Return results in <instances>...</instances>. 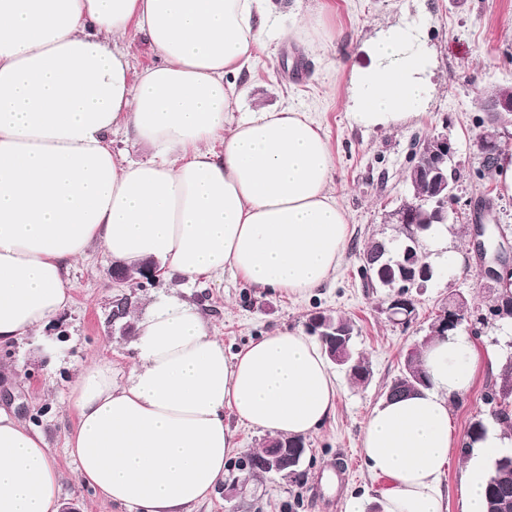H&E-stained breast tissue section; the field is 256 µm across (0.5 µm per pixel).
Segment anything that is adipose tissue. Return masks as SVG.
I'll return each mask as SVG.
<instances>
[{
  "instance_id": "adipose-tissue-1",
  "label": "adipose tissue",
  "mask_w": 512,
  "mask_h": 512,
  "mask_svg": "<svg viewBox=\"0 0 512 512\" xmlns=\"http://www.w3.org/2000/svg\"><path fill=\"white\" fill-rule=\"evenodd\" d=\"M271 0H0V345L36 335L73 300L71 264L100 246L127 270L192 282L224 270L302 295L339 266L348 214L329 192L333 154L305 113L235 115L231 76L260 45ZM145 35L157 64L131 75L123 42ZM347 108L363 126L416 116L428 58L409 26L368 48ZM152 159L129 164L113 131ZM221 142L215 151L213 142ZM129 370L91 362L68 403L79 481L127 512H189L223 483L237 450L232 411L272 436L305 437L336 411L325 353L280 331L226 356L200 308L175 296L137 324ZM498 351L459 329L422 350L429 385L372 410L365 466L382 486L346 512H448L456 448L451 404ZM512 447L489 427L458 487L460 512H485L483 466ZM60 473L44 437L0 411V512H59Z\"/></svg>"
}]
</instances>
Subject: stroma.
Wrapping results in <instances>:
<instances>
[{
	"label": "stroma",
	"mask_w": 512,
	"mask_h": 512,
	"mask_svg": "<svg viewBox=\"0 0 512 512\" xmlns=\"http://www.w3.org/2000/svg\"><path fill=\"white\" fill-rule=\"evenodd\" d=\"M415 26L431 58V88L421 117L394 128L353 123L345 107L352 66H367L363 46L384 29ZM286 29L296 39H282ZM240 96L234 112L292 109L307 113L326 134L334 157L331 189L350 217V236L336 273L302 296L252 287L225 273L186 282L178 277L136 284L112 281L113 261L101 248L74 262L68 277L74 301L39 335L0 346V410L40 431L60 473L61 503L76 512H103L99 497L77 479L66 447L76 425L69 407L70 384L80 367L105 359L129 368L138 319L160 297L178 295L204 313L210 333L233 355L250 341L278 330L305 331L308 319L332 313L351 320L354 348L367 362L362 383L331 364L338 384L336 412L307 436L305 487L273 475L250 480L236 498L215 489L191 512H344L349 496L374 498L379 484L365 470L360 435L370 412L385 398L406 353L429 332L440 310L465 299L473 315L487 314L494 294L477 275L471 229L483 204L488 223L504 228L512 242V196L498 191L483 170L472 139L487 117L485 99L512 87V0H281L265 23L261 46L233 79ZM450 135L461 178L457 214L447 240L429 257L436 269L426 288L414 292L415 315L406 324L390 319L387 289L369 288L359 270L360 255L376 239L399 233L395 212L412 195L405 180L413 134ZM128 297L127 315L111 320L116 296ZM500 372L480 369L469 392L454 404L451 432L463 439L474 417H489L483 396Z\"/></svg>",
	"instance_id": "obj_1"
}]
</instances>
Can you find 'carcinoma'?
<instances>
[{
  "instance_id": "carcinoma-1",
  "label": "carcinoma",
  "mask_w": 512,
  "mask_h": 512,
  "mask_svg": "<svg viewBox=\"0 0 512 512\" xmlns=\"http://www.w3.org/2000/svg\"><path fill=\"white\" fill-rule=\"evenodd\" d=\"M453 219L446 208L438 207L427 201L416 212L408 227L401 229L400 236L394 241L377 239L363 249V256L379 255L375 266L368 270L371 284L389 288L400 276L413 278L434 267L427 261L423 252L425 240L434 227L448 225ZM323 327L318 329V339L323 348H328L331 337H336V347L346 348L350 354L349 376L357 382L368 379L370 371L366 361L355 354L352 348L353 326L341 315L320 314ZM427 387V378L420 367L419 349L407 353L401 374L394 379L387 391V397H402L411 390ZM512 396V356L506 358L500 383H496L486 392L484 400L489 406L490 416L505 428H512V416L501 407ZM486 431V423L478 418L470 422L466 431L464 451H471L472 444ZM276 441L288 443V464L292 471L291 483L300 486L306 478L305 440L301 437H281ZM486 512H512V450L502 451L493 458L490 475L485 488Z\"/></svg>"
}]
</instances>
